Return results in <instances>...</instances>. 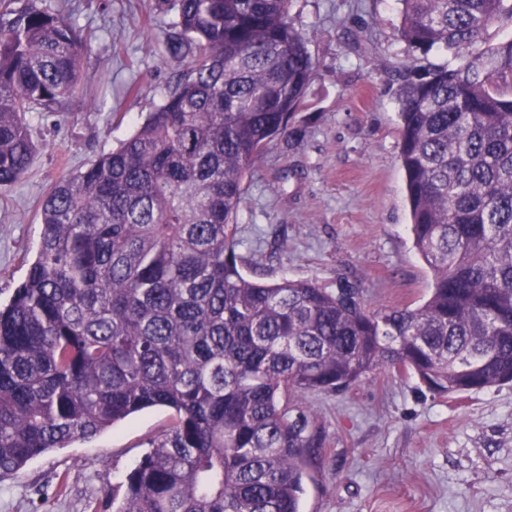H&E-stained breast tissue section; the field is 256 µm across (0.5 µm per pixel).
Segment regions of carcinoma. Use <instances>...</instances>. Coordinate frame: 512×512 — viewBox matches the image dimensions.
<instances>
[{
  "mask_svg": "<svg viewBox=\"0 0 512 512\" xmlns=\"http://www.w3.org/2000/svg\"><path fill=\"white\" fill-rule=\"evenodd\" d=\"M400 40L450 61L393 91L415 308L355 283L247 278L246 174L284 137L314 75L291 0H157L186 68L132 133L40 203L34 260L0 304V482L144 409L173 412L118 512H300L326 444L308 396L377 370L437 394L512 382V0H398ZM90 37L37 0H0V186L37 153L26 116L62 112Z\"/></svg>",
  "mask_w": 512,
  "mask_h": 512,
  "instance_id": "1",
  "label": "carcinoma"
}]
</instances>
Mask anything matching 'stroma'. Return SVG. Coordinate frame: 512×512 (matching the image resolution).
<instances>
[{
	"label": "stroma",
	"mask_w": 512,
	"mask_h": 512,
	"mask_svg": "<svg viewBox=\"0 0 512 512\" xmlns=\"http://www.w3.org/2000/svg\"><path fill=\"white\" fill-rule=\"evenodd\" d=\"M64 5L92 39L85 98L31 113L32 168L0 189V301L39 243V205L60 176L110 151L131 119L163 98L184 65L165 52L171 17L155 0H40ZM315 76L292 135L272 143L245 181L237 218L245 273L265 282L360 284L371 306L427 297L432 274L413 247L392 96L409 58L398 0H292ZM327 442L302 512H512V384L462 395L415 376L373 373L308 397ZM172 413L142 411L104 433L31 460L0 488V512H116L128 473Z\"/></svg>",
	"instance_id": "obj_1"
}]
</instances>
